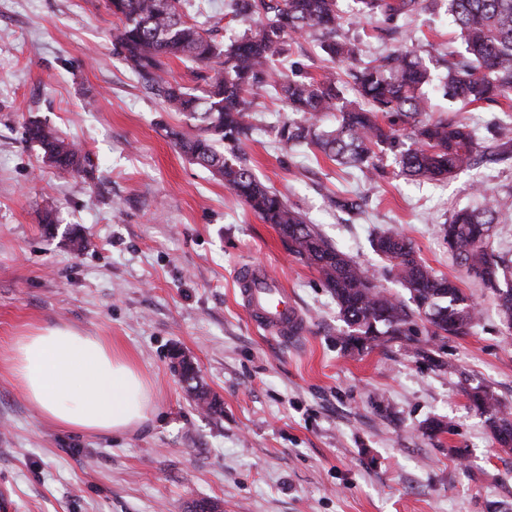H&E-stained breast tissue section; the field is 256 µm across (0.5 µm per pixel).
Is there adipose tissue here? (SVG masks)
<instances>
[{
  "label": "adipose tissue",
  "instance_id": "ef3b65f1",
  "mask_svg": "<svg viewBox=\"0 0 512 512\" xmlns=\"http://www.w3.org/2000/svg\"><path fill=\"white\" fill-rule=\"evenodd\" d=\"M7 371L43 418L62 429L128 434L154 410L153 386L128 354L68 326L14 337Z\"/></svg>",
  "mask_w": 512,
  "mask_h": 512
}]
</instances>
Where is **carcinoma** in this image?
Here are the masks:
<instances>
[{
  "mask_svg": "<svg viewBox=\"0 0 512 512\" xmlns=\"http://www.w3.org/2000/svg\"><path fill=\"white\" fill-rule=\"evenodd\" d=\"M424 2L356 0L359 15H379L388 22L414 14ZM108 7L118 19L112 28L114 50L145 89L189 121L188 130H172L170 137L189 161L224 180L264 223L274 225L288 251L320 274L346 326L342 345L369 348L382 336L409 344L419 335L461 336L476 326L479 311L470 297L418 260L411 243L399 234H376L372 248L408 299L381 287L375 275L329 243L297 208L256 177L242 144L251 134L248 118L256 98L272 90L294 114L273 127L275 138L286 147H314L329 160L364 172L372 183L383 175L378 161L387 153L409 179L439 181L460 173L485 151L467 121L430 116L427 88L436 81L443 96L465 105L512 101V0H448L463 53L445 61L438 78L406 46L361 60L358 44L341 35L346 20L339 0H230L231 13L244 29L223 43L187 20L182 0H108ZM303 34L331 62L348 68L318 78H275L273 59L290 52L289 40ZM174 59L201 66L193 72L196 86L170 75ZM345 76L361 103L345 97ZM333 112L340 114L336 125L322 127L320 122ZM25 134L58 175L87 171L88 155L50 124L31 120ZM488 151L512 155L511 123L494 125ZM361 202L356 193L332 199L346 213L359 211ZM511 208L512 192L492 195L480 208L454 212L441 228L457 265L495 294L500 322L508 332L512 259L488 251V246L493 224ZM180 376L190 394L211 412L220 411L217 400L199 386L195 370ZM464 393L486 417L498 443L511 446L512 412L486 386L469 385Z\"/></svg>",
  "mask_w": 512,
  "mask_h": 512,
  "instance_id": "carcinoma-1",
  "label": "carcinoma"
}]
</instances>
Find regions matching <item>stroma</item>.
Wrapping results in <instances>:
<instances>
[{
    "label": "stroma",
    "instance_id": "1",
    "mask_svg": "<svg viewBox=\"0 0 512 512\" xmlns=\"http://www.w3.org/2000/svg\"><path fill=\"white\" fill-rule=\"evenodd\" d=\"M227 0H185L189 21L216 41L240 27ZM345 32L362 60L407 43L434 73L461 40L447 0L400 18H362L342 0ZM107 0H0V495L7 512H512V450L471 409L463 383H482L512 409V335L496 300L460 270L440 232L453 211L481 205L472 191H512V158L487 155L443 181L409 180L392 154L369 183L314 148H287L272 128L286 106L259 96L243 149L258 178L308 223L373 272L372 235L407 238L418 258L457 282L481 312L464 336L433 343L441 370L403 342L349 351L345 325L318 272L290 255L273 225L167 137L186 119L146 93L110 39ZM433 117L464 116L486 137L512 121L507 101L461 107L430 91ZM40 118L78 143L94 172L67 179L44 168L25 125ZM367 193L365 212L330 195ZM59 220L46 235L40 212ZM80 227L83 250L65 236ZM278 277L306 323L289 341L258 328L237 289L241 268ZM67 324L130 354L154 383V413L125 435L79 434L45 421L5 373L14 336ZM182 352L221 404L202 413L174 368ZM444 431L434 433L430 422ZM462 456H454V449Z\"/></svg>",
    "mask_w": 512,
    "mask_h": 512
}]
</instances>
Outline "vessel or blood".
<instances>
[{
  "instance_id": "1",
  "label": "vessel or blood",
  "mask_w": 512,
  "mask_h": 512,
  "mask_svg": "<svg viewBox=\"0 0 512 512\" xmlns=\"http://www.w3.org/2000/svg\"><path fill=\"white\" fill-rule=\"evenodd\" d=\"M237 284L243 303L258 327L283 339L305 330L303 316L278 279L247 267L239 271Z\"/></svg>"
}]
</instances>
